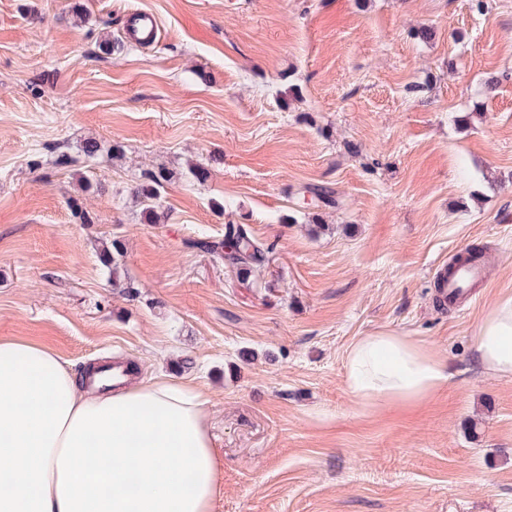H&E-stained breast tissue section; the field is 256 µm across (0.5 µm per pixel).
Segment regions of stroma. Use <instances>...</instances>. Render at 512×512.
Instances as JSON below:
<instances>
[{"label":"stroma","mask_w":512,"mask_h":512,"mask_svg":"<svg viewBox=\"0 0 512 512\" xmlns=\"http://www.w3.org/2000/svg\"><path fill=\"white\" fill-rule=\"evenodd\" d=\"M141 10L156 44L124 34ZM89 138L96 162L51 164ZM161 167L150 224L130 190ZM229 222L273 246L245 282L189 245ZM112 238L123 288L97 256ZM471 249L484 280L438 308V271ZM508 294L512 0H0V339L201 391L215 512H512V378L475 351ZM379 331L447 383L361 410L346 356Z\"/></svg>","instance_id":"obj_1"}]
</instances>
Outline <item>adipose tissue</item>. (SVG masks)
<instances>
[{"instance_id": "adipose-tissue-1", "label": "adipose tissue", "mask_w": 512, "mask_h": 512, "mask_svg": "<svg viewBox=\"0 0 512 512\" xmlns=\"http://www.w3.org/2000/svg\"><path fill=\"white\" fill-rule=\"evenodd\" d=\"M486 371L512 377V296L476 332ZM346 385L375 411L413 406L448 380L445 364L409 337H361ZM40 344L0 340V512H214L219 493L207 402L168 378L89 391Z\"/></svg>"}]
</instances>
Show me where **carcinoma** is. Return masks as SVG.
Here are the masks:
<instances>
[{
	"label": "carcinoma",
	"instance_id": "obj_1",
	"mask_svg": "<svg viewBox=\"0 0 512 512\" xmlns=\"http://www.w3.org/2000/svg\"><path fill=\"white\" fill-rule=\"evenodd\" d=\"M52 152L56 153L55 164L75 166L96 160L99 146L93 140L87 141L82 154L78 157L70 156L57 147L52 148ZM166 182L165 172L147 171L143 174V180L132 191L133 197L143 205V214L149 220L154 216L153 203L161 196ZM305 191L319 203L333 207L337 205L334 191L328 186L311 185L305 187ZM191 244L224 261V265L236 270L243 281L248 280L253 271L264 263L266 254L272 250L271 246L256 239L244 224H226L223 238L213 240L208 236H200L193 239ZM122 253L121 241L117 239L110 242L104 241L99 250V259L104 266L108 267L115 263L116 257Z\"/></svg>",
	"mask_w": 512,
	"mask_h": 512
}]
</instances>
